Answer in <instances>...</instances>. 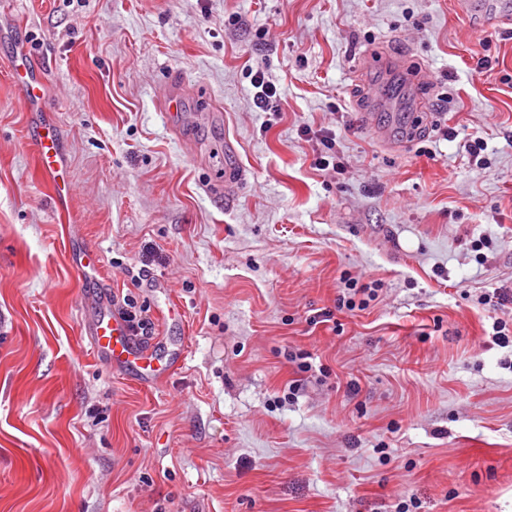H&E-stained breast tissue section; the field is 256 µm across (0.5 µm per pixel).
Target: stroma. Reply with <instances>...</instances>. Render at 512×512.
Masks as SVG:
<instances>
[{
	"label": "stroma",
	"mask_w": 512,
	"mask_h": 512,
	"mask_svg": "<svg viewBox=\"0 0 512 512\" xmlns=\"http://www.w3.org/2000/svg\"><path fill=\"white\" fill-rule=\"evenodd\" d=\"M15 60L36 66L28 106ZM423 70V111H395ZM258 71L277 111L254 105ZM46 122L62 203L32 144ZM324 135L341 169L315 167ZM232 165L243 184L210 194ZM348 279L376 299L339 308ZM505 288L512 19L0 0V512H512ZM94 297L132 299L136 344L181 352L175 370L144 386L105 367Z\"/></svg>",
	"instance_id": "1"
}]
</instances>
